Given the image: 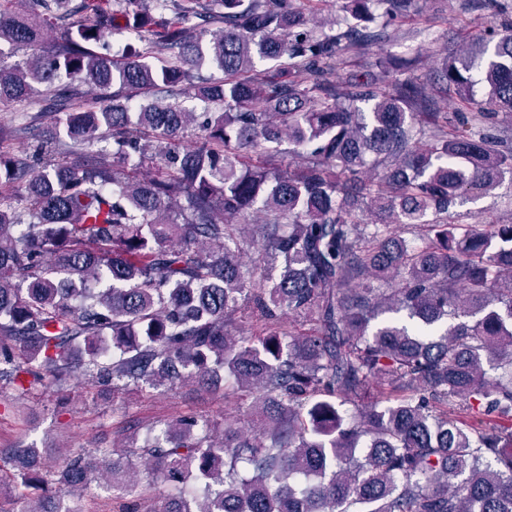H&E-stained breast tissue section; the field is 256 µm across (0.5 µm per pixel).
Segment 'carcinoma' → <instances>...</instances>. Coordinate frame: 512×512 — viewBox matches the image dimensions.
I'll use <instances>...</instances> for the list:
<instances>
[{
    "label": "carcinoma",
    "mask_w": 512,
    "mask_h": 512,
    "mask_svg": "<svg viewBox=\"0 0 512 512\" xmlns=\"http://www.w3.org/2000/svg\"><path fill=\"white\" fill-rule=\"evenodd\" d=\"M298 2L0 0V101L41 93L66 139L37 172L0 153V389L222 377L255 417L217 440L182 416L49 471L3 448L0 501L8 473L40 491L23 512L103 476L118 512H512V223L451 221L512 176V0L426 73L415 56L352 68L416 0H340L327 29L321 0ZM115 31L135 55L98 50ZM187 84L214 110L186 109ZM434 86L481 90L487 111L440 112ZM285 138L293 169L274 160ZM254 249L282 262L270 286ZM158 480L174 493L148 507Z\"/></svg>",
    "instance_id": "carcinoma-1"
}]
</instances>
